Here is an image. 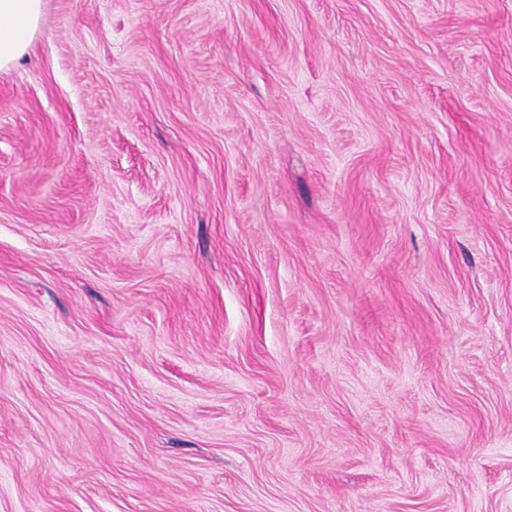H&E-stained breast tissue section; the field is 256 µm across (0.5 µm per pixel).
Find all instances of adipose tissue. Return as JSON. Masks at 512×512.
Here are the masks:
<instances>
[{"label":"adipose tissue","instance_id":"1","mask_svg":"<svg viewBox=\"0 0 512 512\" xmlns=\"http://www.w3.org/2000/svg\"><path fill=\"white\" fill-rule=\"evenodd\" d=\"M43 0H0V70L28 51L39 26Z\"/></svg>","mask_w":512,"mask_h":512}]
</instances>
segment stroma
Returning a JSON list of instances; mask_svg holds the SVG:
<instances>
[{"mask_svg":"<svg viewBox=\"0 0 512 512\" xmlns=\"http://www.w3.org/2000/svg\"><path fill=\"white\" fill-rule=\"evenodd\" d=\"M0 512H512V0H45Z\"/></svg>","mask_w":512,"mask_h":512,"instance_id":"stroma-1","label":"stroma"}]
</instances>
